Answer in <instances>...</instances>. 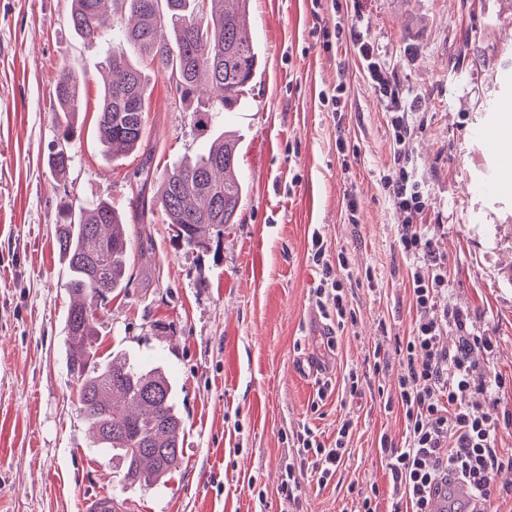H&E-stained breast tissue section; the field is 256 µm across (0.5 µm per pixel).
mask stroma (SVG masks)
Returning <instances> with one entry per match:
<instances>
[{
	"mask_svg": "<svg viewBox=\"0 0 512 512\" xmlns=\"http://www.w3.org/2000/svg\"><path fill=\"white\" fill-rule=\"evenodd\" d=\"M71 5L0 0V512H81L102 491L117 512H358L374 484L377 512H390L381 445L405 442L400 350L417 318V260L400 245L404 216L386 181L401 167L421 186L416 223L448 265L437 306L466 318L464 330L444 331L443 347L456 350L465 335L492 341L471 354L470 400L499 426L503 465L487 512H512V174L480 140L495 107L512 101V0H359L358 28L409 107L399 144L352 47L323 46L331 6L250 0L263 66L222 120L239 140L247 192L206 252L180 245L160 210L132 207L136 194L153 198L166 168L203 151L195 102L149 73L142 151L103 156L107 46L74 32ZM65 69L79 80L81 108L73 161L56 176L50 96ZM341 80L338 114L325 96ZM98 199L125 216L131 257L127 287L97 310L98 352L163 367L183 421L182 461L156 490L125 485L95 448L65 361L69 271L57 212ZM316 233L353 314L341 328L314 294ZM377 350L386 363L376 371ZM352 370L362 382L354 397L343 384ZM492 378L498 388L484 391ZM346 421L348 455L332 481L306 472L300 502L281 498L297 434L308 428L331 445Z\"/></svg>",
	"mask_w": 512,
	"mask_h": 512,
	"instance_id": "1",
	"label": "stroma"
}]
</instances>
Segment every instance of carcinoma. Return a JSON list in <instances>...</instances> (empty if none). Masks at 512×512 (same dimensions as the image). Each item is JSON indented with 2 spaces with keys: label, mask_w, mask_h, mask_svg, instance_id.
I'll return each mask as SVG.
<instances>
[{
  "label": "carcinoma",
  "mask_w": 512,
  "mask_h": 512,
  "mask_svg": "<svg viewBox=\"0 0 512 512\" xmlns=\"http://www.w3.org/2000/svg\"><path fill=\"white\" fill-rule=\"evenodd\" d=\"M249 0H72L69 24L86 41L109 45L113 78L104 84L98 129L106 156L116 158L141 148L143 112L149 79L125 55L128 43L168 75L181 99L207 90L218 94L195 110L200 133L224 112L234 111L259 69L260 58L248 22ZM121 3L133 22L106 36L102 19ZM56 139L47 163L61 175L72 161L76 129L72 116L81 101L78 81L62 72L52 90ZM238 139L224 132L192 163L166 171L153 204L160 207L176 237L187 248L206 250L224 225L237 223L246 193L235 174ZM56 246L69 269L66 363L79 382L78 402L96 447L112 453L129 486L145 491L158 485L181 460L182 419L172 385L159 367L147 368L126 357H98L94 319L98 304L127 284L129 242L123 217L99 200L79 211L65 203L58 212Z\"/></svg>",
  "instance_id": "carcinoma-1"
}]
</instances>
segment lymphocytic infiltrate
<instances>
[{
	"label": "lymphocytic infiltrate",
	"mask_w": 512,
	"mask_h": 512,
	"mask_svg": "<svg viewBox=\"0 0 512 512\" xmlns=\"http://www.w3.org/2000/svg\"><path fill=\"white\" fill-rule=\"evenodd\" d=\"M336 42L351 40L368 82L392 114L395 142H402L409 127L408 109L398 92L391 89L373 44L357 27L335 25ZM396 208L407 215L399 241L405 253L430 257L432 245L423 239L414 223L423 207L418 182L400 173L393 190ZM413 296L421 312L406 343V362L399 378V398L405 409L409 436L405 447L386 449V468L393 483V512H431L430 493L437 477L453 471L468 481L480 500L490 496L492 474L502 461L493 446L496 428L472 407L467 397L472 391L469 353L473 346L462 338L456 352L444 351L439 338L444 327L464 328L459 311L430 317L448 283L444 263L432 261L427 270L411 275ZM350 422H343L334 445L317 442L311 432L298 435L299 466L310 468L318 484L334 477L346 452Z\"/></svg>",
	"instance_id": "obj_1"
}]
</instances>
